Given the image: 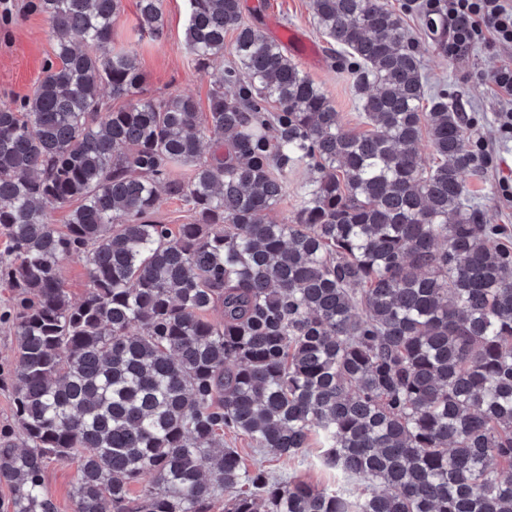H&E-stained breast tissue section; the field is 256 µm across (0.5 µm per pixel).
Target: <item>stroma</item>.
Listing matches in <instances>:
<instances>
[{"instance_id": "obj_1", "label": "stroma", "mask_w": 512, "mask_h": 512, "mask_svg": "<svg viewBox=\"0 0 512 512\" xmlns=\"http://www.w3.org/2000/svg\"><path fill=\"white\" fill-rule=\"evenodd\" d=\"M30 0H10L9 15L0 14V102L29 94L42 76L43 67L52 58V43L48 38L45 17L29 9ZM398 10L408 36L418 53L432 92H443L449 104L456 106L471 122V139L481 142L483 166L478 175L469 177L468 188L490 224H504L512 228V199L503 198L501 183L512 181V139H503L498 130L497 116L506 111L493 84L495 71L512 60V50L495 45H475L465 56L449 57L446 40L431 35L424 26L422 6L425 0L407 5L406 0H385ZM168 24L164 41L138 40L135 0H122L121 10L112 25L116 45L133 50L143 74L144 94L165 98L175 94L193 95L200 103H207L216 80L215 73L232 62V54H225L213 65V72L204 76L190 61L184 46V25L188 0H163ZM243 18L267 30L276 23L283 30H297L311 38L319 49H327L325 37L317 29L309 0H243ZM303 70L319 84L334 101L346 127L362 130V119L353 92V76L345 64L322 63ZM224 445L237 449L246 464H259L279 477H292L318 488L333 489L344 485L346 477L322 463L323 450L312 444L303 453L286 457L254 447L242 435L225 433Z\"/></svg>"}]
</instances>
